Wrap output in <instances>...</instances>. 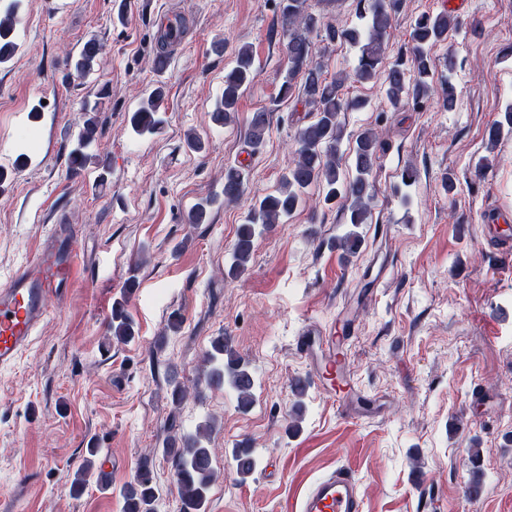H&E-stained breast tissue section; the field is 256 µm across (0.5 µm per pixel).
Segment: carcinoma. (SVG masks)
<instances>
[{
	"label": "carcinoma",
	"mask_w": 512,
	"mask_h": 512,
	"mask_svg": "<svg viewBox=\"0 0 512 512\" xmlns=\"http://www.w3.org/2000/svg\"><path fill=\"white\" fill-rule=\"evenodd\" d=\"M400 0H356L357 23L338 27L325 20L323 14L311 9L308 0H280L281 34L286 38L285 50L288 69L280 86L279 95L286 98L298 88L297 101L313 108L314 120L301 127L295 135L294 159L279 187L250 206L244 224L240 225L229 257L228 275L238 277L247 270L253 254L257 228L268 230L285 223L304 203V196L311 186L322 189L327 205L344 200L347 223L352 229L335 239L336 247L348 255L359 252L363 238L357 228L371 219L370 201L375 194L370 180L377 160L379 146L375 132L359 134L349 151L342 150L344 123L341 115L348 111H363L368 102L363 98L345 99L344 84L350 80L369 82L383 77L387 106L397 111L405 104L429 96L432 87L429 76L433 67V48L455 36L461 30L457 17L449 11L421 15L410 33V54L391 65L383 66L386 56L385 39L393 25ZM18 0L0 12V64L10 62L17 43L14 40ZM314 33L328 44L347 43L357 50V61L352 70H343L330 77L321 63L314 61L313 43L309 34ZM101 46L95 39L88 40L78 57L74 69L85 77L94 71ZM255 78L254 56L248 45L235 53L232 68L224 73V90L215 102L212 119L226 125L234 118L239 101ZM165 94L162 84L154 86L132 111L131 130L138 136L154 134L162 124L160 106ZM102 103H86L82 108L84 120L76 138V145L69 151V164L84 169L95 163L91 148L98 130L97 112ZM272 112L266 108L254 111L248 121L247 139L250 145L261 144L271 126ZM512 134V103L503 111L502 120L488 131L490 147H495L505 135ZM348 165L351 176L342 178L341 168ZM245 164L242 161L224 170V202L239 200L245 191ZM218 202L213 197L196 204L188 215L191 224L207 221L209 209ZM112 338L127 344L135 338L134 324L120 302L112 306ZM201 375L207 383H225L235 391L238 408L245 411L253 403V378L248 364L226 342V337L213 339L211 349L202 360ZM211 428L207 421L189 432L171 413L165 425L163 452L171 463L181 502L180 512H205L208 491L217 478L212 452L205 445ZM98 449H88L89 458L78 470L73 488L83 490L94 479L108 485L103 471H94L92 457ZM233 461L238 474H251L258 465L251 447L243 444L234 450ZM123 512H158L163 499L162 488L153 482L148 466H143L136 482L120 491Z\"/></svg>",
	"instance_id": "obj_1"
}]
</instances>
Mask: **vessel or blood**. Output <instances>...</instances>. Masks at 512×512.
I'll return each mask as SVG.
<instances>
[{
    "label": "vessel or blood",
    "instance_id": "1",
    "mask_svg": "<svg viewBox=\"0 0 512 512\" xmlns=\"http://www.w3.org/2000/svg\"><path fill=\"white\" fill-rule=\"evenodd\" d=\"M75 231L59 223L42 251L21 266L0 289V367L11 366L31 343L50 313L52 298L65 294L77 273L72 241ZM353 325L309 326L295 339V350L310 370L311 380L328 394L348 381L351 367L341 350ZM298 512H364V502L351 471L340 467L305 494Z\"/></svg>",
    "mask_w": 512,
    "mask_h": 512
}]
</instances>
